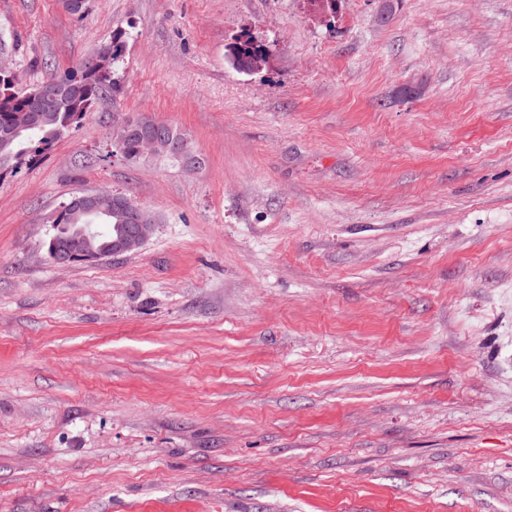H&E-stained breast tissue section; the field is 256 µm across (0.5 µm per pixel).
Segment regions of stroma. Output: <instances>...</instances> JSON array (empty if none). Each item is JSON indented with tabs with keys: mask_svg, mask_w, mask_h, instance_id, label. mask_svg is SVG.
<instances>
[{
	"mask_svg": "<svg viewBox=\"0 0 512 512\" xmlns=\"http://www.w3.org/2000/svg\"><path fill=\"white\" fill-rule=\"evenodd\" d=\"M119 27L201 164L94 108L0 177V512H512V0H0V65ZM96 190L154 234L54 264ZM269 58L267 46L258 44L251 35L244 34L231 47L230 62L237 71L253 73L263 69Z\"/></svg>",
	"mask_w": 512,
	"mask_h": 512,
	"instance_id": "35a3bbf8",
	"label": "stroma"
}]
</instances>
